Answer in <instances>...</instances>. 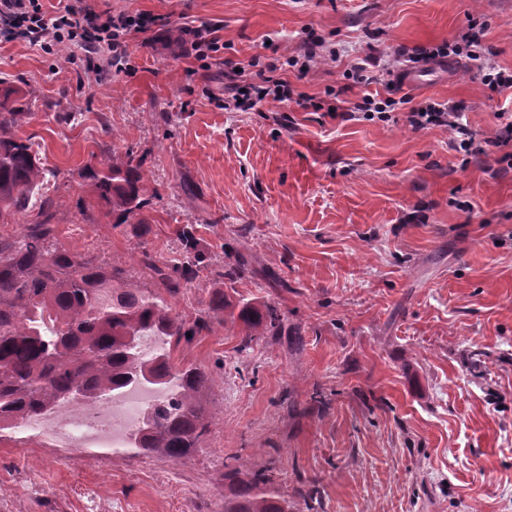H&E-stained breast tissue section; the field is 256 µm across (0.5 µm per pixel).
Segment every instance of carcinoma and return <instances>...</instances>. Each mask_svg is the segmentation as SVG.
<instances>
[{
	"mask_svg": "<svg viewBox=\"0 0 512 512\" xmlns=\"http://www.w3.org/2000/svg\"><path fill=\"white\" fill-rule=\"evenodd\" d=\"M12 89L0 95V219L6 211L35 206L46 214L52 201L39 196L46 176L32 144L6 133L32 118L25 103H10ZM102 199L112 203L116 223L141 216L152 190L130 156L122 167L84 169ZM138 220V219H136ZM138 223H145L141 218ZM55 227L44 219L24 225L15 239L0 237V430L17 429L26 418L63 406L87 409L121 390L146 384L163 391L147 406L129 448L181 459L201 447L221 411L209 406L211 379L205 370L176 361L181 342L227 323L241 325L243 342L280 336L286 316L270 302L233 300L226 283L241 277L243 264L209 268L197 251L193 229L181 227L182 260L162 269L148 253L144 263L157 277L158 292L118 280L95 257L51 247ZM213 288L188 320L175 314L164 294L179 293L204 270ZM165 336L169 347L143 356L144 336ZM295 505L270 467L251 469L238 457L224 462V512H293Z\"/></svg>",
	"mask_w": 512,
	"mask_h": 512,
	"instance_id": "cac0c4a2",
	"label": "carcinoma"
}]
</instances>
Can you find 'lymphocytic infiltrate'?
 <instances>
[{"label":"lymphocytic infiltrate","mask_w":512,"mask_h":512,"mask_svg":"<svg viewBox=\"0 0 512 512\" xmlns=\"http://www.w3.org/2000/svg\"><path fill=\"white\" fill-rule=\"evenodd\" d=\"M157 17L143 13L128 14L96 12L87 0H59L54 12L44 10L41 0H0V42H24L48 55L64 46H76L84 56V74L88 81L100 84L112 76V54L124 47L133 33L151 31ZM482 31L468 30L461 39L414 51L413 62L429 61L452 55L465 56L474 61L482 74V83L490 92L500 93L512 89V71L508 72L487 64L479 52ZM276 63L263 67L260 82L246 83L244 88H232L224 99L227 109H249L258 102L273 98L291 100L294 90L288 81L278 78ZM409 124L416 129L432 126L448 128L455 147L477 155L486 146L476 144L467 125L459 120L456 110L446 104L428 101L410 107Z\"/></svg>","instance_id":"obj_1"}]
</instances>
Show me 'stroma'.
Segmentation results:
<instances>
[{
	"mask_svg": "<svg viewBox=\"0 0 512 512\" xmlns=\"http://www.w3.org/2000/svg\"><path fill=\"white\" fill-rule=\"evenodd\" d=\"M168 19L150 47L128 36V68L85 88L82 54L0 43V90L15 89L31 142L58 181L57 247L89 251L143 288L179 261L192 225L210 263L244 261L239 297L276 304L303 342H244L227 326L174 352L212 379L224 416L172 460L122 449L62 450L14 429L0 441V512H224V461L275 465L295 512H512V168L506 150L464 157L446 128L336 117L380 61L370 92L458 108L493 137L512 90L490 95L474 61L426 65L394 87L397 53L485 24L482 45L512 70V0H94ZM219 26L226 58L281 62L294 100L221 109L234 82L174 28ZM332 51L305 78L285 67L306 39ZM141 162L156 196L142 224H116L85 166Z\"/></svg>",
	"mask_w": 512,
	"mask_h": 512,
	"instance_id": "35a3bbf8",
	"label": "stroma"
}]
</instances>
